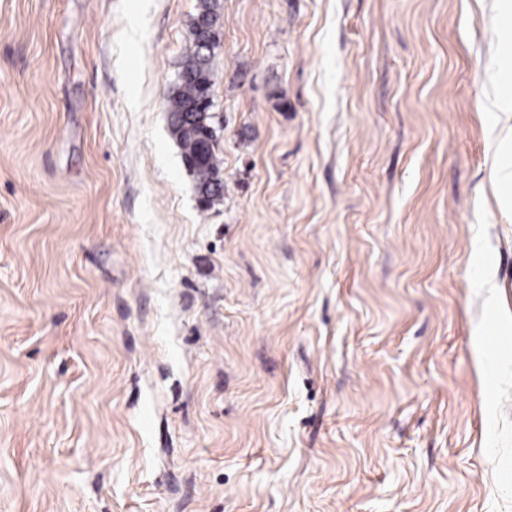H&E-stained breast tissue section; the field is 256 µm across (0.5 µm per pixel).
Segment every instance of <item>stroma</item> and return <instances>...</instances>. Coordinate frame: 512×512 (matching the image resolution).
Wrapping results in <instances>:
<instances>
[{"label":"stroma","mask_w":512,"mask_h":512,"mask_svg":"<svg viewBox=\"0 0 512 512\" xmlns=\"http://www.w3.org/2000/svg\"><path fill=\"white\" fill-rule=\"evenodd\" d=\"M0 0V512H512V0ZM213 53L202 52L200 54L191 53L185 60L182 70L178 76V82L169 98V112L174 117L172 131L176 136L184 155V160L188 163V168L196 175L197 188L199 192L208 193L212 184L219 174L220 158L215 151L209 152L201 160L194 155L195 146L182 125L175 120L185 112L187 106L196 101L200 91V85L206 82L212 83L213 78ZM183 75V77H180Z\"/></svg>","instance_id":"35a3bbf8"}]
</instances>
